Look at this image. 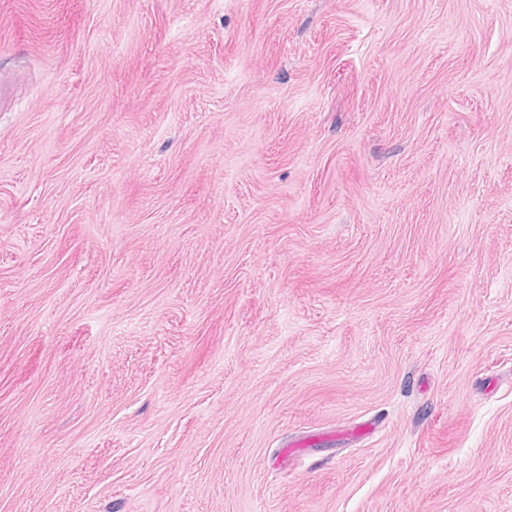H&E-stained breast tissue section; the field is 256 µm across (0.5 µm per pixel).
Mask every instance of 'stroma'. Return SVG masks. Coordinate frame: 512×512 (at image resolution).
I'll return each mask as SVG.
<instances>
[{"mask_svg":"<svg viewBox=\"0 0 512 512\" xmlns=\"http://www.w3.org/2000/svg\"><path fill=\"white\" fill-rule=\"evenodd\" d=\"M0 512H512V0H0Z\"/></svg>","mask_w":512,"mask_h":512,"instance_id":"1","label":"stroma"}]
</instances>
